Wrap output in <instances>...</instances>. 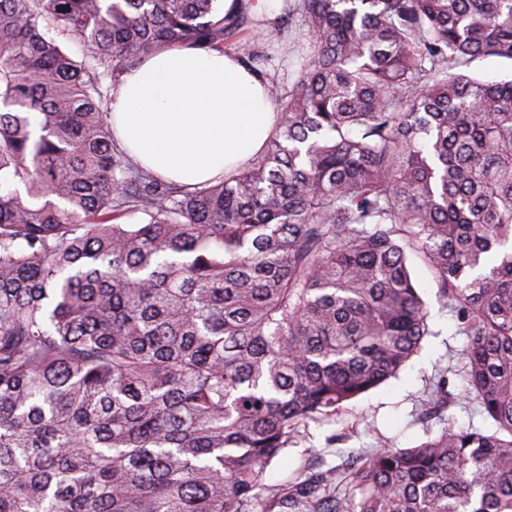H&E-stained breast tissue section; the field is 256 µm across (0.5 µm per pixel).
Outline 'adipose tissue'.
I'll return each mask as SVG.
<instances>
[{
  "mask_svg": "<svg viewBox=\"0 0 512 512\" xmlns=\"http://www.w3.org/2000/svg\"><path fill=\"white\" fill-rule=\"evenodd\" d=\"M276 114L267 81L239 55L165 49L126 70L112 93V133L138 164L186 185L244 166Z\"/></svg>",
  "mask_w": 512,
  "mask_h": 512,
  "instance_id": "obj_1",
  "label": "adipose tissue"
}]
</instances>
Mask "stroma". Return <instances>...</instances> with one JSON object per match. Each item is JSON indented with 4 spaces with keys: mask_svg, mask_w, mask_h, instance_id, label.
Listing matches in <instances>:
<instances>
[{
    "mask_svg": "<svg viewBox=\"0 0 512 512\" xmlns=\"http://www.w3.org/2000/svg\"><path fill=\"white\" fill-rule=\"evenodd\" d=\"M269 28L268 21H258L250 36L256 50L271 60L266 76L281 83L293 80L305 58V32L296 25L289 35L277 38L269 35ZM408 265L430 312L431 336L425 337L421 350L399 378L302 426L297 444L267 467V484L287 488L385 445L407 448L451 427L483 426V419L460 399L465 386L462 353L468 338L458 333L455 313L442 307L438 285L420 259L409 256ZM440 383L450 395L448 403L439 404L431 415H422L423 400Z\"/></svg>",
    "mask_w": 512,
    "mask_h": 512,
    "instance_id": "stroma-1",
    "label": "stroma"
}]
</instances>
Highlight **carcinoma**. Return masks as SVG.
<instances>
[{
  "label": "carcinoma",
  "instance_id": "carcinoma-1",
  "mask_svg": "<svg viewBox=\"0 0 512 512\" xmlns=\"http://www.w3.org/2000/svg\"><path fill=\"white\" fill-rule=\"evenodd\" d=\"M252 2L0 0V512H512V77L458 71L512 60V0H297L274 30L303 22L306 63L269 85L264 150L195 187L136 166L120 74L174 48L253 65ZM409 253L491 429L383 447L347 495L334 470L269 487L301 425L430 334ZM466 69L486 80L500 79L512 75V61L497 57H483L473 61Z\"/></svg>",
  "mask_w": 512,
  "mask_h": 512
}]
</instances>
